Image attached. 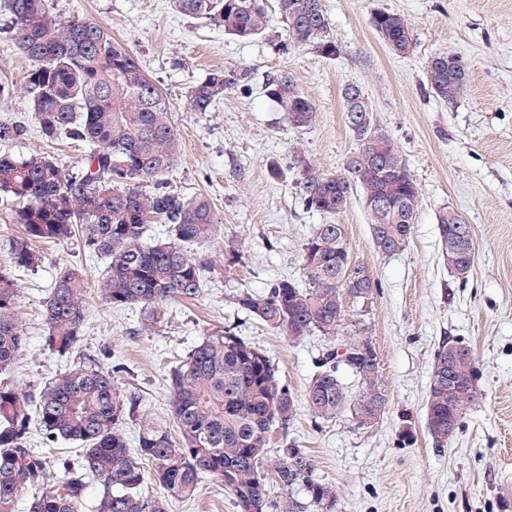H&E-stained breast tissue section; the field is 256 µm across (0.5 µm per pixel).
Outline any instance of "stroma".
Listing matches in <instances>:
<instances>
[{"mask_svg": "<svg viewBox=\"0 0 512 512\" xmlns=\"http://www.w3.org/2000/svg\"><path fill=\"white\" fill-rule=\"evenodd\" d=\"M330 36L339 51L325 57L289 44L277 0H265L269 16L260 37L241 41L207 20L180 13L173 0H52L62 20L105 25L137 57L166 95L178 149L165 178L185 197L210 199L219 224L215 236L192 245L197 260L211 263L206 285L190 302L169 304L155 333L142 327L141 308L115 309L95 288L105 258L79 253L75 242L43 246L40 268L22 274L14 317L27 348L10 378L22 391L38 387L63 368L45 352L42 303L57 270L83 264L91 286L83 337L76 357L123 362L118 384L137 399L141 414L175 430L164 387L166 368L196 345L207 330L235 324L268 351L278 377L303 397L325 347L314 334L296 343L248 320L233 296L262 291L281 277L302 278L306 238L318 224L345 225L351 256L380 288L370 307L351 303L342 327L369 326L388 385V407L372 427L350 415L316 424L306 409L273 432L272 449L287 442L301 449L316 473L336 486V512H512V0H322ZM403 15L414 38L399 56L372 27L374 14ZM0 6V82L12 83L0 99V120L30 125L26 139L0 145L19 160L45 153L60 166H77L84 147L45 141L33 127L24 93L28 58L6 29ZM459 57L468 72L457 101L436 98L426 79L428 60ZM247 67L248 90L228 89L210 111L194 112L189 93L213 70ZM290 74L316 105L313 124L288 125L265 93L269 74ZM357 83L377 124L397 142L420 188V203L407 248L379 253L359 196L335 218L307 210L297 159L335 173L357 143L345 123L342 89ZM280 177H272L271 165ZM455 210L474 230L476 261L467 281L439 258L437 217ZM239 262L228 265L224 249ZM461 341L473 353L479 398L468 408L458 435L436 446L425 430V400L439 343ZM170 512H236L219 479L208 476L194 499L173 502Z\"/></svg>", "mask_w": 512, "mask_h": 512, "instance_id": "35a3bbf8", "label": "stroma"}]
</instances>
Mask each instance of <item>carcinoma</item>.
Segmentation results:
<instances>
[{"label": "carcinoma", "instance_id": "cac0c4a2", "mask_svg": "<svg viewBox=\"0 0 512 512\" xmlns=\"http://www.w3.org/2000/svg\"><path fill=\"white\" fill-rule=\"evenodd\" d=\"M176 8L250 40L268 25L264 0H174ZM288 40L336 55L322 0H279ZM9 29L32 62L26 83L29 107L43 138L66 139L88 147L77 171L41 153L17 160L0 154V194L16 204L14 223L23 232L9 241L13 272L0 271V376L11 374L27 345L13 318L18 293L14 274L33 271L43 261L37 244L74 240L79 249L109 260L98 285L112 308L147 311L144 328L165 320L167 303L194 299L203 291L210 266L186 247L214 236L218 224L204 197L186 199L164 175L173 164L176 134L169 103L138 59L112 38L103 24L74 19L62 23L48 0H7ZM380 39L394 54L413 46L407 19L383 10L372 18ZM427 84L443 101L463 95L467 71L456 57L437 54L426 66ZM248 68L216 69L192 88L190 108L208 112L232 88L248 86ZM342 90L346 124L357 141L343 172L321 173L303 159L300 188L307 209L336 215L361 193L374 246L381 253L403 251L411 239L420 203L418 185L391 136L364 103ZM267 96L295 129L309 127L316 106L286 72L267 76ZM27 126L0 121V143L23 140ZM151 224H165V240L147 237ZM440 259L454 274L474 265L473 230L447 209L438 214ZM306 283L276 280L263 292L242 291L240 310L294 342L318 333L336 338L346 299H373L379 282L352 261L346 227L318 224L303 248ZM82 266L57 271L43 302L42 348L70 357L82 340L87 290ZM373 344L366 330L347 337L339 360L336 345L323 352L304 394L315 420L329 422L349 413L355 422L377 419L388 405L380 359L357 352ZM434 352L426 400V430L435 445L458 434L464 411L478 399L477 366L459 352L457 380H448V352ZM346 366L358 391L346 386ZM116 370L94 360L72 361L40 387L21 392L0 383V512H16V499L30 492L27 512H75L86 497L88 480L100 485L93 512H169V503L194 497L207 475L224 482L237 512H335L337 491L320 479L298 448L269 455L275 427L287 426L298 400L278 378L269 353L240 335L233 325L206 332L184 357L170 365L165 387L178 429L139 415L133 398L116 386ZM138 422L131 447L123 424ZM50 447L60 441L78 446L75 457H48L31 447L33 432ZM153 483L157 495L145 494Z\"/></svg>", "mask_w": 512, "mask_h": 512}]
</instances>
